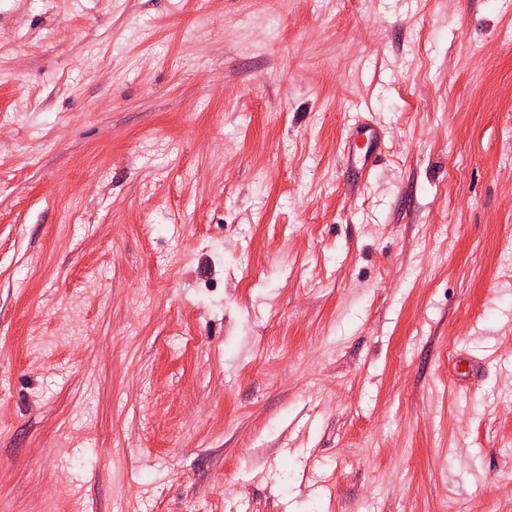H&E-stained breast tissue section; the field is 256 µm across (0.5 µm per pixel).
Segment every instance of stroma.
I'll list each match as a JSON object with an SVG mask.
<instances>
[{"instance_id":"1","label":"stroma","mask_w":512,"mask_h":512,"mask_svg":"<svg viewBox=\"0 0 512 512\" xmlns=\"http://www.w3.org/2000/svg\"><path fill=\"white\" fill-rule=\"evenodd\" d=\"M511 33L0 0V505L512 512ZM358 142L364 143L361 148L358 146ZM379 138L376 131L368 126L353 125L349 128L346 136V145L348 146L347 160H349L351 153V145L355 146L360 150H365L363 157L358 158L360 167H357L361 175H366L371 168V165L375 161Z\"/></svg>"}]
</instances>
